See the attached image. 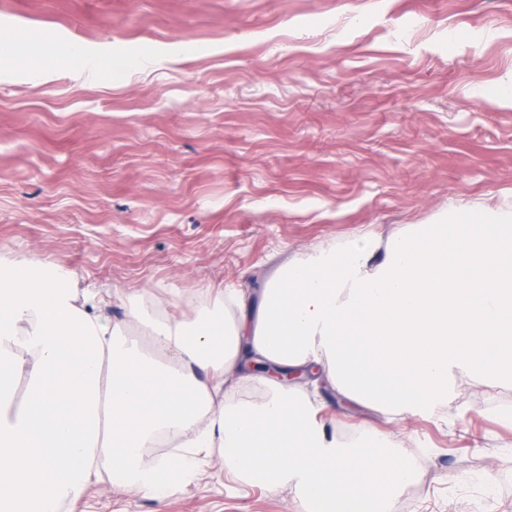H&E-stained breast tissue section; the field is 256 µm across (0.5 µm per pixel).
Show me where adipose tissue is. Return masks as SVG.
<instances>
[{
  "mask_svg": "<svg viewBox=\"0 0 512 512\" xmlns=\"http://www.w3.org/2000/svg\"><path fill=\"white\" fill-rule=\"evenodd\" d=\"M115 300L120 323L106 313ZM155 302L0 262V512H68L104 471L156 495L167 472L189 483L215 448L226 472L295 484L331 512H396L419 473L385 434L338 440L316 392L268 375L260 400L229 392L254 361L312 372L402 420L445 410L465 383L511 386L512 212L310 246L260 293L221 288L178 319ZM161 434L176 454L144 466Z\"/></svg>",
  "mask_w": 512,
  "mask_h": 512,
  "instance_id": "ef3b65f1",
  "label": "adipose tissue"
}]
</instances>
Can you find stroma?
<instances>
[{"label":"stroma","instance_id":"35a3bbf8","mask_svg":"<svg viewBox=\"0 0 512 512\" xmlns=\"http://www.w3.org/2000/svg\"><path fill=\"white\" fill-rule=\"evenodd\" d=\"M0 252L81 284L256 288L310 245L512 210V0H0ZM84 55L54 74L41 56ZM110 58L90 76L85 55ZM505 388L390 423L324 393L336 437L369 426L416 462L399 512H512ZM489 465L493 485L476 481ZM291 485L217 460L158 496L87 485L74 512H298Z\"/></svg>","mask_w":512,"mask_h":512}]
</instances>
